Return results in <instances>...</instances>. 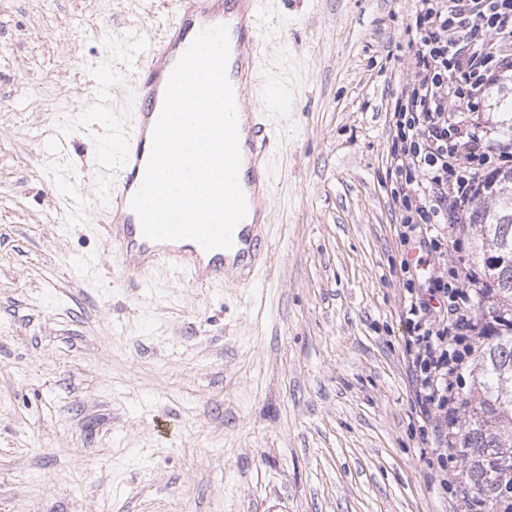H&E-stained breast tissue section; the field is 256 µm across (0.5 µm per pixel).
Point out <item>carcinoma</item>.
I'll use <instances>...</instances> for the list:
<instances>
[{
	"label": "carcinoma",
	"instance_id": "obj_1",
	"mask_svg": "<svg viewBox=\"0 0 512 512\" xmlns=\"http://www.w3.org/2000/svg\"><path fill=\"white\" fill-rule=\"evenodd\" d=\"M484 197L465 214L476 230L472 257L489 288L480 308L512 317V169L482 180ZM466 413L462 447L476 494L493 507L512 493V327L480 345L477 374L462 393Z\"/></svg>",
	"mask_w": 512,
	"mask_h": 512
}]
</instances>
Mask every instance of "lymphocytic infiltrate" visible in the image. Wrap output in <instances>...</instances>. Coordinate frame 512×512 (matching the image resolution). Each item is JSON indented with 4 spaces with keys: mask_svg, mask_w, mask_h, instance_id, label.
<instances>
[{
    "mask_svg": "<svg viewBox=\"0 0 512 512\" xmlns=\"http://www.w3.org/2000/svg\"><path fill=\"white\" fill-rule=\"evenodd\" d=\"M417 75L395 102L388 155L400 223L429 226L435 254L428 287L408 286L406 325L416 348L417 398L433 416L435 447L457 445L461 375L490 323L472 309L485 288L465 265H449L444 244L480 193L481 169L512 165V138L477 153L488 92L512 77V0H415Z\"/></svg>",
    "mask_w": 512,
    "mask_h": 512,
    "instance_id": "lymphocytic-infiltrate-1",
    "label": "lymphocytic infiltrate"
}]
</instances>
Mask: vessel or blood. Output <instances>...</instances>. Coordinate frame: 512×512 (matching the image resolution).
Instances as JSON below:
<instances>
[{"label": "vessel or blood", "instance_id": "obj_1", "mask_svg": "<svg viewBox=\"0 0 512 512\" xmlns=\"http://www.w3.org/2000/svg\"><path fill=\"white\" fill-rule=\"evenodd\" d=\"M171 4L170 19L157 38L147 40L131 33L123 40L125 66L136 82L128 107L130 121L115 133L114 152L101 156L102 166L114 165L121 172L120 180L109 187L103 208L108 216L107 250L120 255L119 275L131 281L139 280L147 268L158 266L200 288L230 280L249 285L268 264V242L261 226L274 184L268 151L278 139L274 126L257 120L255 114L277 111L287 99L280 82L259 77L262 59L258 46L270 13L269 0H171ZM220 24L228 29L226 74L239 117L238 180L247 212L235 226L227 249L207 250L190 239L153 241L144 236L131 201L145 176L167 82L199 32ZM252 93L259 98L254 107L246 103Z\"/></svg>", "mask_w": 512, "mask_h": 512}]
</instances>
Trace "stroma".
Segmentation results:
<instances>
[{"mask_svg":"<svg viewBox=\"0 0 512 512\" xmlns=\"http://www.w3.org/2000/svg\"><path fill=\"white\" fill-rule=\"evenodd\" d=\"M414 0H271L281 148L258 283L120 279L98 156L167 0H0V512H462L408 364L392 112ZM108 86V100L93 95ZM70 132L60 151L52 141Z\"/></svg>","mask_w":512,"mask_h":512,"instance_id":"35a3bbf8","label":"stroma"}]
</instances>
